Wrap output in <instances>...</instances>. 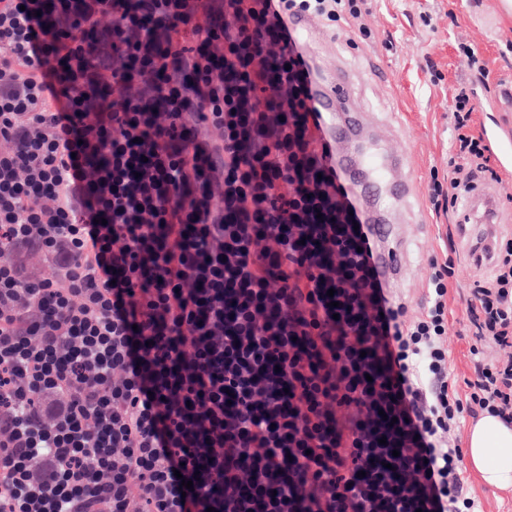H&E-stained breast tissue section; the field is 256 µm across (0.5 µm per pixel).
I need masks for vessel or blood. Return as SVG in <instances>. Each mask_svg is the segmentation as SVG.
<instances>
[{
    "label": "vessel or blood",
    "instance_id": "vessel-or-blood-1",
    "mask_svg": "<svg viewBox=\"0 0 512 512\" xmlns=\"http://www.w3.org/2000/svg\"><path fill=\"white\" fill-rule=\"evenodd\" d=\"M311 71L312 103L322 123L318 138L334 145L331 164L364 211L378 243L371 259L376 277L391 284L401 275L404 264L393 214L397 204L409 197L412 183L403 175L400 156L382 154L368 146L363 114L355 103L349 77L321 59L314 60Z\"/></svg>",
    "mask_w": 512,
    "mask_h": 512
}]
</instances>
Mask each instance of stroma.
Returning <instances> with one entry per match:
<instances>
[{"instance_id": "35a3bbf8", "label": "stroma", "mask_w": 512, "mask_h": 512, "mask_svg": "<svg viewBox=\"0 0 512 512\" xmlns=\"http://www.w3.org/2000/svg\"><path fill=\"white\" fill-rule=\"evenodd\" d=\"M433 16L432 28L420 22ZM373 31L368 43L358 44L353 28L341 25L329 31L321 52L352 77L355 99L369 114L368 134L384 150L406 157L415 189L408 203L397 209L401 242L407 261L392 289L410 312L426 302L427 259L447 244L448 216L434 212L427 196L431 171L447 173L448 147L453 126L452 92L468 81L470 71L458 44L475 46L487 62L485 84L477 85L475 128L486 133L494 160L502 161V180L494 192L495 221L483 223L472 212L476 235L512 232V18L501 10V0H373L366 18ZM442 73L440 85H432L427 61ZM456 243L459 276L448 293V364L458 381L472 378L469 342L462 303L469 288L485 280L490 269L468 257L466 236Z\"/></svg>"}]
</instances>
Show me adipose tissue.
<instances>
[{"instance_id":"1","label":"adipose tissue","mask_w":512,"mask_h":512,"mask_svg":"<svg viewBox=\"0 0 512 512\" xmlns=\"http://www.w3.org/2000/svg\"><path fill=\"white\" fill-rule=\"evenodd\" d=\"M467 456L483 484L512 491V425L483 415L471 427Z\"/></svg>"}]
</instances>
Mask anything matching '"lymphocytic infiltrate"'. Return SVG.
<instances>
[{
	"label": "lymphocytic infiltrate",
	"mask_w": 512,
	"mask_h": 512,
	"mask_svg": "<svg viewBox=\"0 0 512 512\" xmlns=\"http://www.w3.org/2000/svg\"><path fill=\"white\" fill-rule=\"evenodd\" d=\"M369 2L0 0V512H480L453 435L512 424V237L472 250L462 393L454 259L413 316L377 280L286 48ZM475 111L435 210L500 180ZM452 228L455 234L459 276L458 281L453 288H449L448 293V308L451 311L448 316V364L458 379L459 391L463 393L467 390L464 381L473 378L469 357L471 339L467 337L466 322L462 316L463 297L467 294L468 288L489 276L490 269L488 265L477 264L469 259L468 250L471 240L463 234L458 236L453 226Z\"/></svg>",
	"instance_id": "f902f5d3"
}]
</instances>
